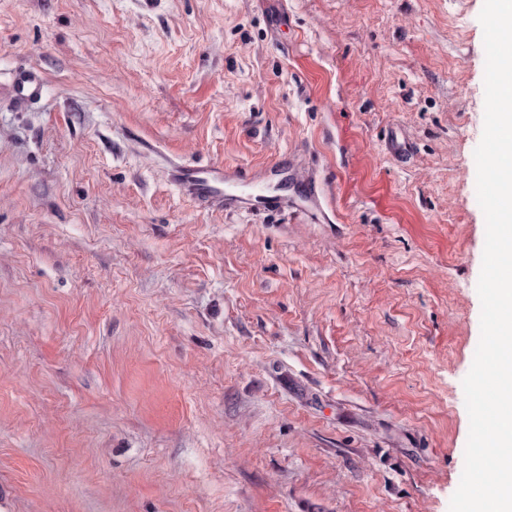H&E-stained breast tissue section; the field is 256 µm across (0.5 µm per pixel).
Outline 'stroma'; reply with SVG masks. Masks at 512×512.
I'll return each mask as SVG.
<instances>
[{"label":"stroma","instance_id":"stroma-1","mask_svg":"<svg viewBox=\"0 0 512 512\" xmlns=\"http://www.w3.org/2000/svg\"><path fill=\"white\" fill-rule=\"evenodd\" d=\"M483 4L0 0V512H449ZM46 90L44 78L33 69L18 71L13 81V96L21 104L40 100ZM175 181L194 199L210 202L225 211L234 210L238 196L229 189L238 183L255 184V176L247 177L223 165H175Z\"/></svg>","mask_w":512,"mask_h":512}]
</instances>
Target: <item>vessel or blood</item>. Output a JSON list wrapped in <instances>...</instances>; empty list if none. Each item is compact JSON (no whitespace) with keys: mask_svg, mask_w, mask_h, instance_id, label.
Returning a JSON list of instances; mask_svg holds the SVG:
<instances>
[{"mask_svg":"<svg viewBox=\"0 0 512 512\" xmlns=\"http://www.w3.org/2000/svg\"><path fill=\"white\" fill-rule=\"evenodd\" d=\"M46 90L44 78L35 70L18 71L13 81V96L17 102L29 104L40 100ZM176 182L194 199L210 202L224 210H234L238 199L233 185L244 182L240 172L221 165H179L174 170Z\"/></svg>","mask_w":512,"mask_h":512,"instance_id":"1","label":"vessel or blood"}]
</instances>
